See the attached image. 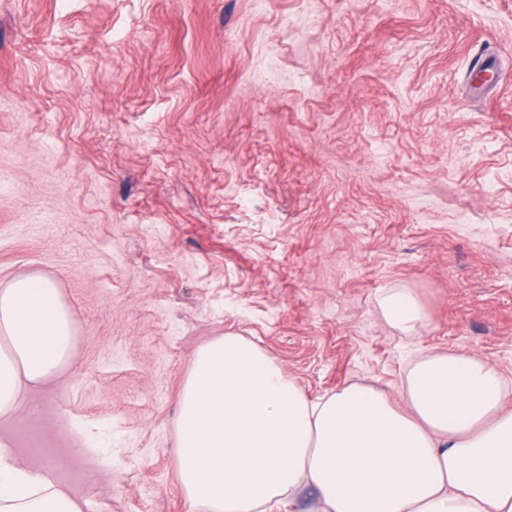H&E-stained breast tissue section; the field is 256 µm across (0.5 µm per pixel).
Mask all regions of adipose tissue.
Wrapping results in <instances>:
<instances>
[{
    "label": "adipose tissue",
    "mask_w": 512,
    "mask_h": 512,
    "mask_svg": "<svg viewBox=\"0 0 512 512\" xmlns=\"http://www.w3.org/2000/svg\"><path fill=\"white\" fill-rule=\"evenodd\" d=\"M404 332L416 296L381 301ZM74 355V319L55 283L20 275L0 288V416L24 382ZM405 408L351 385L310 400L283 365L237 336L200 349L176 422L177 476L204 512H263L314 495L320 512H512V386L489 363L419 359ZM0 512H79L41 473L0 448Z\"/></svg>",
    "instance_id": "1"
}]
</instances>
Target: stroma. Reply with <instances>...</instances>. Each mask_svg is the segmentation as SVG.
<instances>
[{
	"label": "stroma",
	"instance_id": "stroma-1",
	"mask_svg": "<svg viewBox=\"0 0 512 512\" xmlns=\"http://www.w3.org/2000/svg\"><path fill=\"white\" fill-rule=\"evenodd\" d=\"M24 274L75 355L0 440L80 512H189L180 398L227 334L313 399H400L435 353L512 382V0H0V288ZM381 308L387 320L403 332L414 330L423 317L418 299L408 291L387 294L381 301Z\"/></svg>",
	"mask_w": 512,
	"mask_h": 512
}]
</instances>
